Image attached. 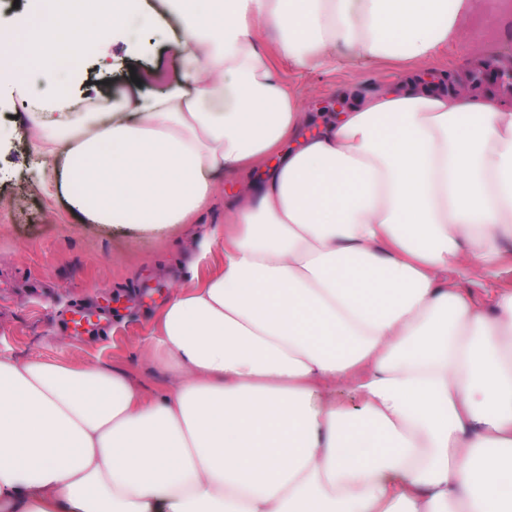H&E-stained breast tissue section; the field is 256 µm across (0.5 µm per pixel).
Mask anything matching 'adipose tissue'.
<instances>
[{
	"label": "adipose tissue",
	"instance_id": "ef3b65f1",
	"mask_svg": "<svg viewBox=\"0 0 512 512\" xmlns=\"http://www.w3.org/2000/svg\"><path fill=\"white\" fill-rule=\"evenodd\" d=\"M55 2L49 23L0 24V94L58 158L71 212L155 231L199 220L225 169L245 182L223 272L152 332L166 395L0 355V512H512V289L487 307L460 285L512 241V110L419 71L478 0H161L173 77L92 98L50 61L154 18ZM271 33L295 67L333 68L342 46L397 82L349 84L347 111L313 125L260 53ZM32 61L40 93L20 78Z\"/></svg>",
	"mask_w": 512,
	"mask_h": 512
}]
</instances>
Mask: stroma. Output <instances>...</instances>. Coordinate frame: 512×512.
I'll use <instances>...</instances> for the list:
<instances>
[{"label": "stroma", "instance_id": "1", "mask_svg": "<svg viewBox=\"0 0 512 512\" xmlns=\"http://www.w3.org/2000/svg\"><path fill=\"white\" fill-rule=\"evenodd\" d=\"M490 11L496 16V37L475 35L468 43L443 47L429 67L432 81L447 77L454 86L467 87L478 73V58L512 76V8L497 0ZM177 33L172 22L154 29L128 26L109 47L112 71L100 70L94 54L83 57L85 89L121 86L133 70L173 71ZM264 53L310 112L336 111L339 87L355 82L370 93L393 72L385 63L345 61L326 72L300 70L273 44H266ZM0 113L16 125L0 147V352L124 371L156 397L166 390L169 376L146 349L149 334L177 289L223 270L224 204L241 177H219L198 224L159 232L85 224L64 207L52 180L38 179L37 160L23 137L26 115L6 106ZM470 278L476 299L490 303L499 290L512 289V258L493 268L474 266ZM77 308L95 315L92 325L78 332L65 324Z\"/></svg>", "mask_w": 512, "mask_h": 512}]
</instances>
